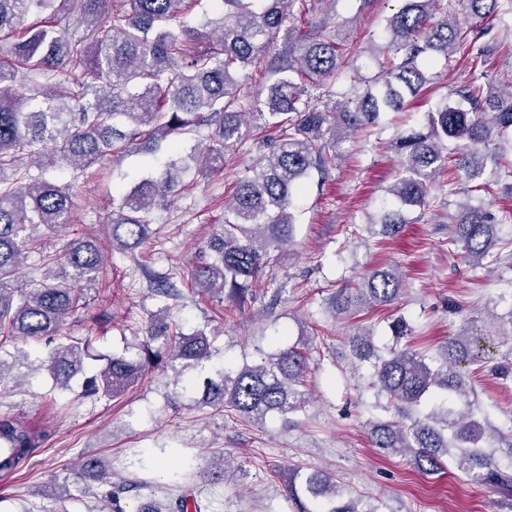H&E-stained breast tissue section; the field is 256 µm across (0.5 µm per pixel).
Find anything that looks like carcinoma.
<instances>
[{"label":"carcinoma","instance_id":"1","mask_svg":"<svg viewBox=\"0 0 512 512\" xmlns=\"http://www.w3.org/2000/svg\"><path fill=\"white\" fill-rule=\"evenodd\" d=\"M222 12L219 43L200 50L204 35L179 28L180 17L200 0H0V33L23 32L12 47L14 65H0V382L6 377V345L21 337L50 341L68 321L88 312L83 281L92 286L104 269L107 249L133 250L151 235L148 214L178 192L181 140L210 131L207 145H194L187 158L200 170L217 172L224 148L250 136L247 118L271 119L278 137L268 145L234 189L224 207V231L212 237L208 254L188 273L192 289L227 295L224 315L244 308L250 285L271 253L293 242V200L313 169L336 163L340 146L353 133L374 127L385 112H400L429 78L419 59L448 58L456 52L473 64L486 65L491 48L474 32L497 14L512 12V0H401L388 20L387 55L379 71L364 77L353 70L351 87L332 106L310 104V92L344 71V63L362 54L340 34L303 31L315 0H214ZM35 21H29V18ZM284 34L290 47L278 58L271 82L252 95L242 91L241 74ZM50 80L44 93L18 94L23 80ZM470 109L447 102L428 113L425 125L411 127L392 142L399 176L385 190L380 214L367 230L381 238L398 235L407 224L406 207H421L435 176L454 161L458 177L472 182L486 169L512 174L504 144L512 137V82L474 83L459 91ZM170 141L163 173L120 191V201L103 218L105 236L81 235L45 262L70 269L66 277L47 271L37 280L15 285L28 254L42 250L40 225L56 231L71 227L72 184L44 177L58 163L81 167L129 149L147 154ZM37 162L33 176L19 156ZM503 237L480 205L462 206L450 230V243L461 257L478 265ZM402 276L393 266H378L332 296L341 312L393 304ZM356 357L372 364L370 387L385 397L396 417L368 422L374 447L392 455L411 454L428 474L450 459L473 481L512 494V472L501 466L486 441L485 426L469 401L471 388L460 371L469 351L459 340L448 342L436 357L411 345L381 351L369 332L349 337ZM311 348L288 347L260 362L224 371L204 380L199 403L230 408L257 423L295 414L306 407L304 390ZM211 340L202 331L190 335L157 319L130 356L90 352V338L68 336L46 357L47 370L62 390L81 376L84 398H115L137 385L149 370L167 362L200 365L210 360ZM102 361L95 371L85 360ZM49 436V426L0 416V478L17 472ZM79 475L106 486L101 512H130L125 486L111 481L112 465L102 457L78 464ZM167 512H207L195 490L178 487ZM294 512H379L349 496L332 476L314 472L288 481Z\"/></svg>","mask_w":512,"mask_h":512}]
</instances>
